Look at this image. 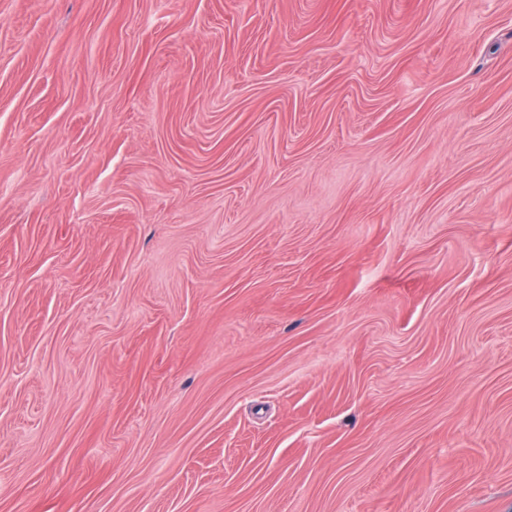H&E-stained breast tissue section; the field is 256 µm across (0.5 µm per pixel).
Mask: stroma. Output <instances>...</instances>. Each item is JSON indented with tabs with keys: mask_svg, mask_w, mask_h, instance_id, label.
I'll return each mask as SVG.
<instances>
[{
	"mask_svg": "<svg viewBox=\"0 0 512 512\" xmlns=\"http://www.w3.org/2000/svg\"><path fill=\"white\" fill-rule=\"evenodd\" d=\"M0 512H512V0H0Z\"/></svg>",
	"mask_w": 512,
	"mask_h": 512,
	"instance_id": "obj_1",
	"label": "stroma"
}]
</instances>
